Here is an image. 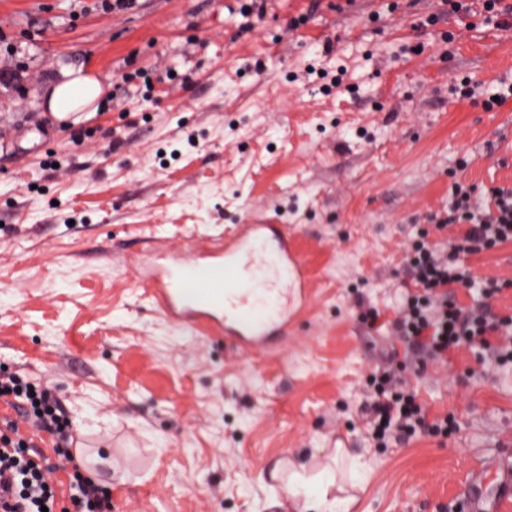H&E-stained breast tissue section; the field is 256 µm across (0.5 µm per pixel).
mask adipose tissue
Returning a JSON list of instances; mask_svg holds the SVG:
<instances>
[{
  "label": "adipose tissue",
  "mask_w": 512,
  "mask_h": 512,
  "mask_svg": "<svg viewBox=\"0 0 512 512\" xmlns=\"http://www.w3.org/2000/svg\"><path fill=\"white\" fill-rule=\"evenodd\" d=\"M106 85L91 70L67 67L43 91L44 105L60 122H76L95 112ZM341 450H334L328 462L277 463L271 473L278 483L284 502L295 512H349L353 496L345 492L344 480L338 479L336 466L342 460Z\"/></svg>",
  "instance_id": "1"
}]
</instances>
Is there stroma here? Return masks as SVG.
Here are the masks:
<instances>
[{
  "label": "stroma",
  "mask_w": 512,
  "mask_h": 512,
  "mask_svg": "<svg viewBox=\"0 0 512 512\" xmlns=\"http://www.w3.org/2000/svg\"><path fill=\"white\" fill-rule=\"evenodd\" d=\"M238 8L0 0V369L54 389L81 438L54 477L101 457L111 512H285L272 467L338 446L362 463L351 512H469L468 475L512 465V362L400 361L454 428L375 448L366 383L392 339L357 312L393 320L416 232L459 234L436 228L454 183L478 201L512 187V96L483 106L512 85V27L479 0H268L246 29ZM66 66L119 94L61 126L42 89ZM465 80L475 97L452 94ZM248 218L295 226L312 288L269 356L175 331L132 279L189 233ZM462 265L456 304L512 316V243ZM492 279L506 288L488 300Z\"/></svg>",
  "instance_id": "obj_1"
}]
</instances>
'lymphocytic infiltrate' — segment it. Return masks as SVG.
<instances>
[{"label": "lymphocytic infiltrate", "mask_w": 512, "mask_h": 512, "mask_svg": "<svg viewBox=\"0 0 512 512\" xmlns=\"http://www.w3.org/2000/svg\"><path fill=\"white\" fill-rule=\"evenodd\" d=\"M486 203L488 212H477L471 187L455 184L439 225L460 224L463 233L443 250L422 239L412 246L409 283L391 329L404 346V358L417 371H426L432 362H447L449 353L466 347L492 351L498 360L512 357V318L492 316L483 308L458 307L449 292L466 280L461 256L512 242V187L491 188ZM0 396L23 400L28 423L50 435L56 455L69 456L74 444L72 426L60 417L51 390L35 386L19 373L0 372ZM365 413L371 437L380 447L394 433L403 439L418 434L444 436L453 426L446 418L428 420L416 392L402 385L389 367L374 375ZM54 471L43 452L18 435L13 422H6L0 430V488L11 493L8 512H109L106 490L93 478L80 475L70 485L68 505L60 506L51 480Z\"/></svg>", "instance_id": "lymphocytic-infiltrate-1"}]
</instances>
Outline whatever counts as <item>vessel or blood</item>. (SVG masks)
I'll return each mask as SVG.
<instances>
[{
  "label": "vessel or blood",
  "mask_w": 512,
  "mask_h": 512,
  "mask_svg": "<svg viewBox=\"0 0 512 512\" xmlns=\"http://www.w3.org/2000/svg\"><path fill=\"white\" fill-rule=\"evenodd\" d=\"M291 240L284 224H242L224 240L187 258L171 257L144 276L175 327L208 326L238 347L263 349L284 335L307 299L305 263ZM496 474L491 488L485 469L471 474L464 493L471 512H483L488 497L499 508L512 504V469Z\"/></svg>",
  "instance_id": "vessel-or-blood-1"
}]
</instances>
